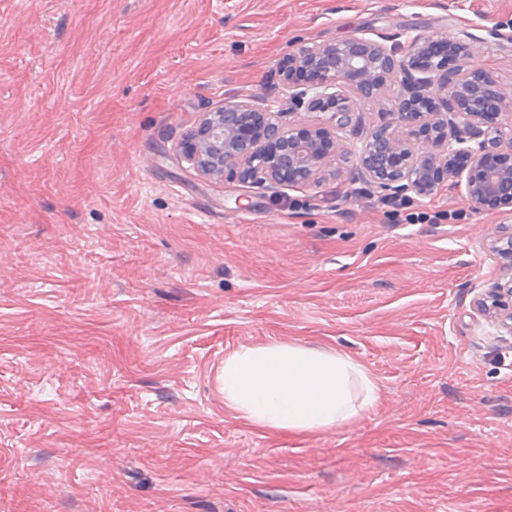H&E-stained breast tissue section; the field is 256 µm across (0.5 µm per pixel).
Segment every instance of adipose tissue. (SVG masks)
Returning <instances> with one entry per match:
<instances>
[{"label":"adipose tissue","mask_w":512,"mask_h":512,"mask_svg":"<svg viewBox=\"0 0 512 512\" xmlns=\"http://www.w3.org/2000/svg\"><path fill=\"white\" fill-rule=\"evenodd\" d=\"M223 386L225 406L272 433L338 427L379 401L377 384L362 363L299 342L232 351L224 359Z\"/></svg>","instance_id":"ef3b65f1"}]
</instances>
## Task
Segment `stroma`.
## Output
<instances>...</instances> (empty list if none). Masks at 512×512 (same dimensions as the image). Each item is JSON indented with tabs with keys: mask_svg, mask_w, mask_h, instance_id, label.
I'll list each match as a JSON object with an SVG mask.
<instances>
[{
	"mask_svg": "<svg viewBox=\"0 0 512 512\" xmlns=\"http://www.w3.org/2000/svg\"><path fill=\"white\" fill-rule=\"evenodd\" d=\"M432 33L512 89V0H0V512H512V331L477 305L512 211L447 181L397 217L340 155L252 185L178 148L287 99L299 44ZM403 92L350 91L357 141ZM271 342L349 354L377 406L245 423L220 369Z\"/></svg>",
	"mask_w": 512,
	"mask_h": 512,
	"instance_id": "1",
	"label": "stroma"
}]
</instances>
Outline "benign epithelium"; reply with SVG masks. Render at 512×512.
Wrapping results in <instances>:
<instances>
[{
    "label": "benign epithelium",
    "mask_w": 512,
    "mask_h": 512,
    "mask_svg": "<svg viewBox=\"0 0 512 512\" xmlns=\"http://www.w3.org/2000/svg\"><path fill=\"white\" fill-rule=\"evenodd\" d=\"M365 39L352 37L341 42L300 46L282 63L288 88V107L257 108L250 101L229 100L224 108L255 111L261 119L244 127L224 125V112H206L194 130L179 145L182 157L205 176L226 175L242 183L303 184L311 180L336 153L361 157L367 143L357 146L346 136H336L325 127L288 123L279 140L268 136L267 127L284 113L322 112L331 119L353 112L344 89L370 83L398 81L407 89L412 110L394 113L395 122L405 125L404 135L391 133L389 161L393 175L383 179L368 176L394 194L433 195L444 177L465 182L466 200L476 211L512 208V193L503 184L512 181V121L499 117L512 113V94L496 89L500 111L488 117L470 108L473 79L495 86L488 72L478 66L467 76L448 83V61H471L472 46L447 35H420L406 43L387 47L372 42L376 52L361 55L357 47ZM444 97L453 104L455 122H428L424 116L436 109ZM289 151L294 164L281 166V155ZM479 310L491 313L512 330V281L497 284L479 301Z\"/></svg>",
    "instance_id": "obj_1"
}]
</instances>
